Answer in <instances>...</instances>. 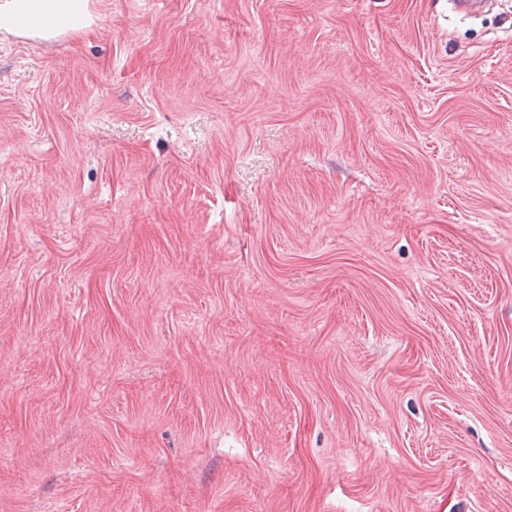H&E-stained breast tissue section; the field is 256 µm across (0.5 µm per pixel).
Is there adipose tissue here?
Segmentation results:
<instances>
[{
    "label": "adipose tissue",
    "mask_w": 512,
    "mask_h": 512,
    "mask_svg": "<svg viewBox=\"0 0 512 512\" xmlns=\"http://www.w3.org/2000/svg\"><path fill=\"white\" fill-rule=\"evenodd\" d=\"M100 20L97 0H0V37L51 44L88 33Z\"/></svg>",
    "instance_id": "adipose-tissue-1"
}]
</instances>
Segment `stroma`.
Instances as JSON below:
<instances>
[{"mask_svg":"<svg viewBox=\"0 0 512 512\" xmlns=\"http://www.w3.org/2000/svg\"><path fill=\"white\" fill-rule=\"evenodd\" d=\"M0 42V512H512V0H103Z\"/></svg>","mask_w":512,"mask_h":512,"instance_id":"35a3bbf8","label":"stroma"}]
</instances>
